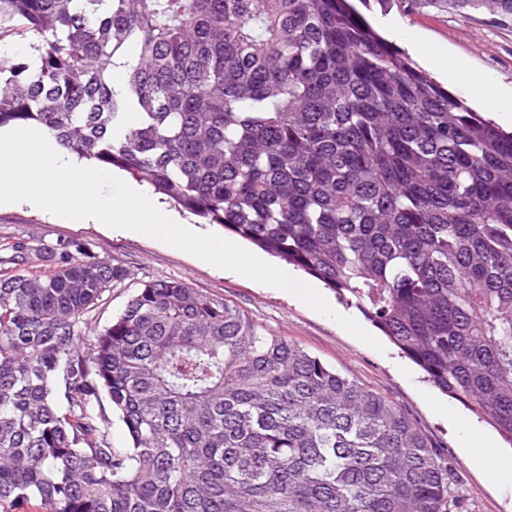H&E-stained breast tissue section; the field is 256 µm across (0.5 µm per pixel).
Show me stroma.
<instances>
[{
  "instance_id": "stroma-1",
  "label": "stroma",
  "mask_w": 512,
  "mask_h": 512,
  "mask_svg": "<svg viewBox=\"0 0 512 512\" xmlns=\"http://www.w3.org/2000/svg\"><path fill=\"white\" fill-rule=\"evenodd\" d=\"M358 9L422 69L430 67L420 52L422 45L449 54L469 72V80L439 72L435 80L503 129L512 128V18L481 11L448 13L414 0H391L385 10L377 0H363ZM19 240L45 248L75 242L112 264L130 268V279L114 287L87 315L91 332L108 326L145 281L178 280L234 303L263 329L296 341L396 404L447 465L453 512H512V472L493 480L478 464L485 446L506 458H512V449L491 425L427 382L392 343L376 351L293 294L213 267L145 235L101 224H63L25 206L0 207V246Z\"/></svg>"
}]
</instances>
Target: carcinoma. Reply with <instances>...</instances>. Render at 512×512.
Segmentation results:
<instances>
[{
  "label": "carcinoma",
  "mask_w": 512,
  "mask_h": 512,
  "mask_svg": "<svg viewBox=\"0 0 512 512\" xmlns=\"http://www.w3.org/2000/svg\"><path fill=\"white\" fill-rule=\"evenodd\" d=\"M422 2L512 17V0ZM19 23L38 66L0 57V128L38 125L355 301L512 446V132L348 0H0V33ZM47 255L0 271V505L446 512L447 469L381 394L177 280L88 336L130 270ZM102 404L105 408L106 414L109 418V435L114 448H128L130 446V440L118 413H113L108 404V401L103 398Z\"/></svg>",
  "instance_id": "1"
}]
</instances>
